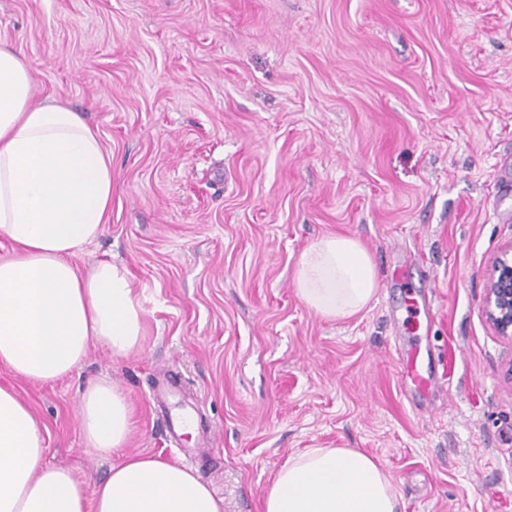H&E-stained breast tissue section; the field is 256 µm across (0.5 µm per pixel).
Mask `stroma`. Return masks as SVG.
<instances>
[{"mask_svg":"<svg viewBox=\"0 0 512 512\" xmlns=\"http://www.w3.org/2000/svg\"><path fill=\"white\" fill-rule=\"evenodd\" d=\"M0 42L111 156L109 220L74 262L124 266L143 309L129 356L91 344L48 385L0 367L46 463L105 478L77 417L105 378L133 408L127 452L195 471L224 512H262L317 447L374 457L402 512H512V341L483 308L512 244V0H0ZM330 234L378 280L339 320L294 284ZM411 347L440 384L422 410ZM161 371L202 423L176 446Z\"/></svg>","mask_w":512,"mask_h":512,"instance_id":"1","label":"stroma"}]
</instances>
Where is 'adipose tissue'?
<instances>
[{"label":"adipose tissue","mask_w":512,"mask_h":512,"mask_svg":"<svg viewBox=\"0 0 512 512\" xmlns=\"http://www.w3.org/2000/svg\"><path fill=\"white\" fill-rule=\"evenodd\" d=\"M112 205V161L78 112L38 103L21 55L0 45V237L18 251L0 261V367L33 383L68 375L92 343L134 352L142 309L125 268L86 271L72 257L103 232ZM294 283L316 313L362 310L378 281L355 238L329 235L306 248ZM78 419L86 447L112 458L87 490L69 468L43 461L45 439L28 405L0 386V512H224L190 469L129 455L132 409L111 381L89 384ZM262 512H399L383 469L364 452L310 448L289 458L267 488Z\"/></svg>","instance_id":"ef3b65f1"}]
</instances>
